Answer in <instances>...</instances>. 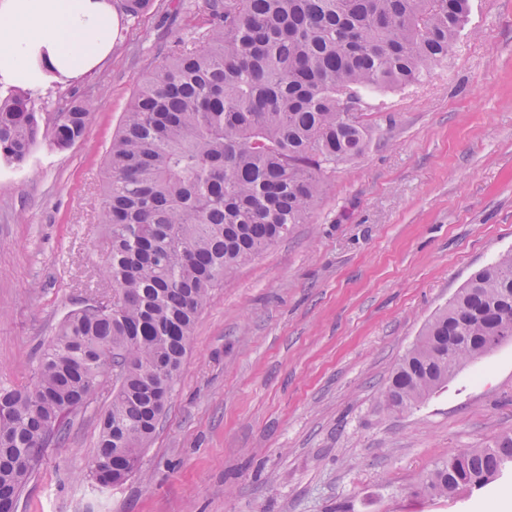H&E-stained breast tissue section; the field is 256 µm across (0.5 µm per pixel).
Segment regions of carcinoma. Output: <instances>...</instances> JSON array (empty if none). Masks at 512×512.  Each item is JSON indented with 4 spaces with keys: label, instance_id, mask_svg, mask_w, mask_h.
<instances>
[{
    "label": "carcinoma",
    "instance_id": "cac0c4a2",
    "mask_svg": "<svg viewBox=\"0 0 512 512\" xmlns=\"http://www.w3.org/2000/svg\"><path fill=\"white\" fill-rule=\"evenodd\" d=\"M151 0H122L136 20ZM206 27L180 38L131 95L106 151L99 223L110 240L103 306L69 312L30 384L0 385V512L18 500L70 417L103 397L89 472L102 486L134 473L151 442L211 290L306 224L327 174L362 155L367 91L422 81L448 58L470 0H201ZM90 109L41 112L32 93L0 95V159L40 142L81 141ZM512 251L474 273L395 365L390 413L423 403L461 364L512 340ZM512 464V435L438 464L429 496L483 486Z\"/></svg>",
    "mask_w": 512,
    "mask_h": 512
}]
</instances>
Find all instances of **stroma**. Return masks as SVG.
I'll return each mask as SVG.
<instances>
[{"label":"stroma","mask_w":512,"mask_h":512,"mask_svg":"<svg viewBox=\"0 0 512 512\" xmlns=\"http://www.w3.org/2000/svg\"><path fill=\"white\" fill-rule=\"evenodd\" d=\"M177 3L122 21L93 73L34 90L47 112L90 103L82 141L0 163L2 385H28L64 316L112 295L104 157L137 85L202 23ZM360 109L369 146L330 174L309 222L213 289L138 470L90 479L93 404L46 450L18 512H512V469L420 492L437 463L512 434V341L417 407L381 404L427 321L512 250V0H471L447 62Z\"/></svg>","instance_id":"stroma-1"}]
</instances>
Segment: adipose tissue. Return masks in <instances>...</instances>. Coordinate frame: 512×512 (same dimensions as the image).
I'll list each match as a JSON object with an SVG mask.
<instances>
[{"instance_id": "obj_1", "label": "adipose tissue", "mask_w": 512, "mask_h": 512, "mask_svg": "<svg viewBox=\"0 0 512 512\" xmlns=\"http://www.w3.org/2000/svg\"><path fill=\"white\" fill-rule=\"evenodd\" d=\"M117 25L110 0H0V84L80 77L110 53Z\"/></svg>"}]
</instances>
